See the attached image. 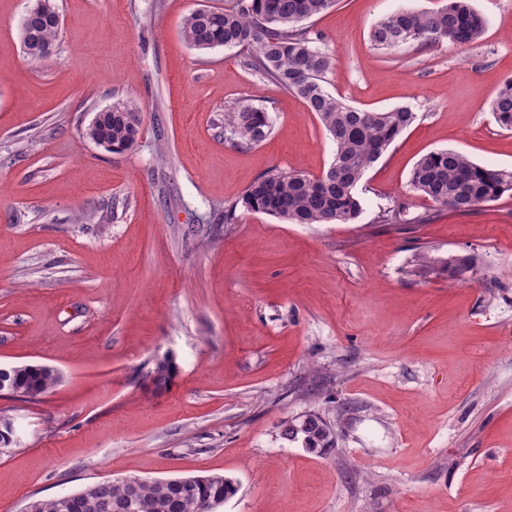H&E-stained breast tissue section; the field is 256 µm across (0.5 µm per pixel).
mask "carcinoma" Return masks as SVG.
<instances>
[{
  "label": "carcinoma",
  "mask_w": 512,
  "mask_h": 512,
  "mask_svg": "<svg viewBox=\"0 0 512 512\" xmlns=\"http://www.w3.org/2000/svg\"><path fill=\"white\" fill-rule=\"evenodd\" d=\"M336 0H232L223 9L201 8L185 16L181 34L196 50L216 47L248 50L244 65L287 93L304 101L334 144L333 159L316 178L303 173L272 169L259 176L240 203L224 211V222L234 220L237 208L261 212L289 224H352L362 206L356 188L367 169L415 120L409 106L389 110L353 107L330 94L324 79L332 66L328 52L316 45L301 23L335 6ZM56 0L38 12L25 15L21 24L26 57L41 62L39 55L54 44L60 24ZM485 21L470 0H448L435 11H398L381 18L370 32L372 45L390 50L415 43L432 46L442 42L466 45L484 32ZM497 124L512 130V78L507 79L492 103ZM105 136L122 145L140 132L141 115L123 102L112 105L104 125ZM272 128L269 112L262 107L239 105L224 113V140L249 148L267 138ZM411 184L434 203L457 213H470L483 203L512 193V170L480 165L452 149L432 151L421 157L411 172ZM448 274L463 275L471 258L456 255L445 263ZM61 381L49 366L23 364L0 368V383L37 400ZM286 439H302L305 448H333L336 425L309 415L284 429ZM236 492L233 480L211 474L204 482L188 476L172 485L170 480H140L134 498L126 481L94 484L81 491L50 499L32 498L24 512H105L102 500L125 505L123 512H216Z\"/></svg>",
  "instance_id": "obj_1"
}]
</instances>
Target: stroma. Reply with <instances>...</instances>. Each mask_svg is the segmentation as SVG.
<instances>
[{
	"instance_id": "obj_1",
	"label": "stroma",
	"mask_w": 512,
	"mask_h": 512,
	"mask_svg": "<svg viewBox=\"0 0 512 512\" xmlns=\"http://www.w3.org/2000/svg\"><path fill=\"white\" fill-rule=\"evenodd\" d=\"M30 2L0 0V367L62 379L35 401L0 396L17 429L0 512L207 474L237 487L220 512H512V194L461 214L410 185L441 149L512 170V131L491 112L512 77V0H472L486 29L467 46L371 45L381 17L446 0H337L308 21L332 57L328 92L417 115L366 172L353 224L241 209L225 223L266 171L316 177L333 153L243 49L183 41L186 14L230 0H57L39 64L19 39ZM117 102L142 129L110 153L82 130ZM239 104L273 118L245 150L224 139ZM393 209L400 223H381ZM466 253L473 269L449 279L442 260ZM308 414L342 419L334 448L283 439Z\"/></svg>"
}]
</instances>
